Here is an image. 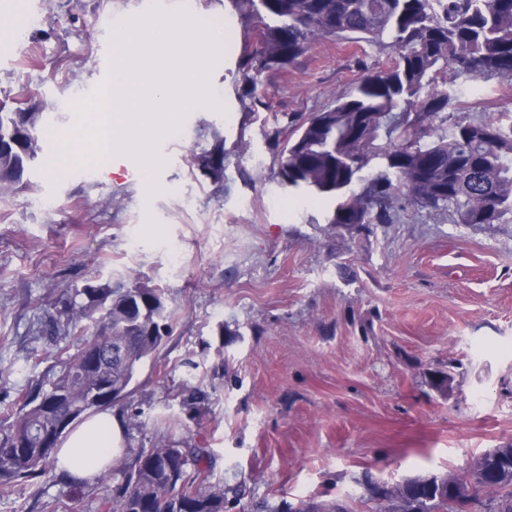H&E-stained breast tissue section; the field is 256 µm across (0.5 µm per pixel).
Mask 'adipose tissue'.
<instances>
[{
  "label": "adipose tissue",
  "instance_id": "1",
  "mask_svg": "<svg viewBox=\"0 0 512 512\" xmlns=\"http://www.w3.org/2000/svg\"><path fill=\"white\" fill-rule=\"evenodd\" d=\"M124 443V426L111 410L101 411L64 435L57 454V470L91 483L107 470Z\"/></svg>",
  "mask_w": 512,
  "mask_h": 512
}]
</instances>
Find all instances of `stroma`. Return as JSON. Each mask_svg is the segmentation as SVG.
I'll return each instance as SVG.
<instances>
[{"instance_id": "stroma-1", "label": "stroma", "mask_w": 512, "mask_h": 512, "mask_svg": "<svg viewBox=\"0 0 512 512\" xmlns=\"http://www.w3.org/2000/svg\"><path fill=\"white\" fill-rule=\"evenodd\" d=\"M39 15L0 25V102L39 115L41 150L22 184L0 192V408L47 379L60 346L49 316L66 289L144 282L165 291L173 334L143 364L127 445L192 438L211 449L212 483L239 490L233 512L267 499L331 502L385 482L459 472L512 443V222L455 224L402 205L392 224H330L327 208L277 175L273 128L333 105L391 51L320 38L264 72L257 96L237 63L258 39L230 0H184L234 46L210 69L209 99L181 113L182 137H158L164 162L57 165V137L97 81L105 25L141 0H25ZM512 113V82L471 83L449 121ZM224 144V177L202 167ZM178 244L173 266L168 247ZM451 377L448 391L433 385ZM173 425L160 432L159 415ZM103 512L97 491L42 478L0 488V512Z\"/></svg>"}]
</instances>
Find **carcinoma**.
Segmentation results:
<instances>
[{"label": "carcinoma", "instance_id": "cac0c4a2", "mask_svg": "<svg viewBox=\"0 0 512 512\" xmlns=\"http://www.w3.org/2000/svg\"><path fill=\"white\" fill-rule=\"evenodd\" d=\"M259 35V47L243 54L238 69L258 78L304 54L318 38L381 43L395 53L382 70L368 71L346 94L313 114L282 140V185L330 199L328 224H392L405 202L448 213L455 224L512 221V114L476 121H448L461 89L444 76L477 81L512 80V0H231ZM36 112H0V188L19 184L39 150ZM384 169L352 185L371 161ZM220 180L224 151L205 156ZM52 319L55 334L76 343L58 348L49 382L36 381L18 408L0 411V486L25 484L52 473L60 440L43 441L48 429L67 432L96 409L112 404V392H134L137 370L155 362L172 333L165 292L146 285L86 284L71 290ZM124 357H112V349ZM210 452L188 440L160 439L151 448L128 449L96 478L106 512H224V487L211 482ZM481 478L463 482L490 487L496 496L483 512H512V445L479 454ZM438 475L405 478L387 512H410L409 493L421 491L420 512H464L430 492ZM288 512H351L344 503L302 500Z\"/></svg>", "mask_w": 512, "mask_h": 512}]
</instances>
